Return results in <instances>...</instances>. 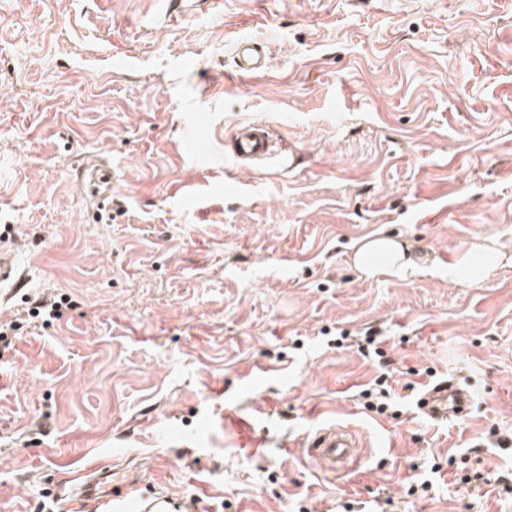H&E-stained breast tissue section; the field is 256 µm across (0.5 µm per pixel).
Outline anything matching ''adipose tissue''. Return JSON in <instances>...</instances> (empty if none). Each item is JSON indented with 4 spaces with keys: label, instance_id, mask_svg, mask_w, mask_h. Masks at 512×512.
<instances>
[{
    "label": "adipose tissue",
    "instance_id": "obj_1",
    "mask_svg": "<svg viewBox=\"0 0 512 512\" xmlns=\"http://www.w3.org/2000/svg\"><path fill=\"white\" fill-rule=\"evenodd\" d=\"M465 255L457 263L448 267L449 283L458 286H474L480 283L486 272L485 267L475 266L479 257H489L491 264L506 262L507 255L497 248L495 241L469 243ZM353 265L364 276L380 272L404 278L415 274L419 266L410 254L409 246L388 236L363 240L354 254Z\"/></svg>",
    "mask_w": 512,
    "mask_h": 512
}]
</instances>
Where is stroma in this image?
I'll list each match as a JSON object with an SVG mask.
<instances>
[{
	"label": "stroma",
	"mask_w": 512,
	"mask_h": 512,
	"mask_svg": "<svg viewBox=\"0 0 512 512\" xmlns=\"http://www.w3.org/2000/svg\"><path fill=\"white\" fill-rule=\"evenodd\" d=\"M243 37L266 72L237 75ZM242 121L293 166L236 168ZM378 234L422 272L361 277ZM478 236L512 255V0H0V512H49L101 461L195 512H512V263L448 282ZM368 327L384 357L340 344ZM449 377L473 401L436 422ZM336 424L365 446L333 473L308 444ZM82 185L87 188L97 207L112 210V168L107 164L94 166L88 172H82Z\"/></svg>",
	"instance_id": "1"
}]
</instances>
